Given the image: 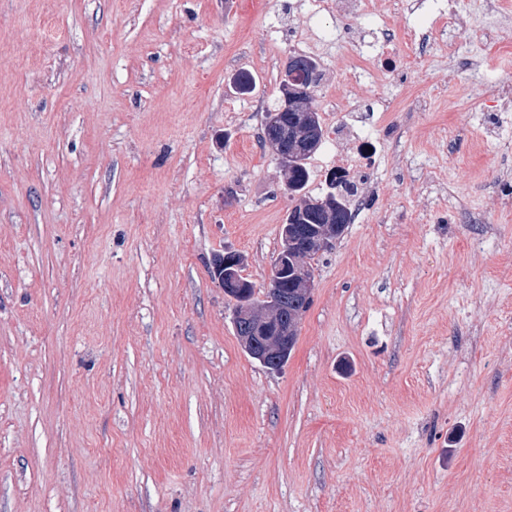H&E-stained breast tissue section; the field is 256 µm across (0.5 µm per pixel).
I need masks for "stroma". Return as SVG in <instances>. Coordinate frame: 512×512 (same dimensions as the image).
Segmentation results:
<instances>
[{"label":"stroma","mask_w":512,"mask_h":512,"mask_svg":"<svg viewBox=\"0 0 512 512\" xmlns=\"http://www.w3.org/2000/svg\"><path fill=\"white\" fill-rule=\"evenodd\" d=\"M327 14L343 128L376 194L313 265L284 368L212 279L268 285L296 201L279 103L309 0H0V512H512V10ZM427 106L417 111L405 97Z\"/></svg>","instance_id":"obj_1"}]
</instances>
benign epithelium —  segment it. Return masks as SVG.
Instances as JSON below:
<instances>
[{
  "instance_id": "obj_1",
  "label": "benign epithelium",
  "mask_w": 512,
  "mask_h": 512,
  "mask_svg": "<svg viewBox=\"0 0 512 512\" xmlns=\"http://www.w3.org/2000/svg\"><path fill=\"white\" fill-rule=\"evenodd\" d=\"M338 228V224L327 225L314 233L312 244L317 252L321 253L334 245ZM300 265V258L289 251L288 247H283L273 264L269 284L262 297L264 303L257 306L249 296L243 281L239 279L242 267L240 255L227 251L215 261L214 273L224 278L225 293L236 305L233 312L234 321L242 318L248 320L240 336L243 347L248 350L259 344L263 345L266 353L257 354L255 358L273 372L279 371L288 360L289 350L295 341L292 331L281 324L283 305L279 288L288 277V268H297Z\"/></svg>"
}]
</instances>
